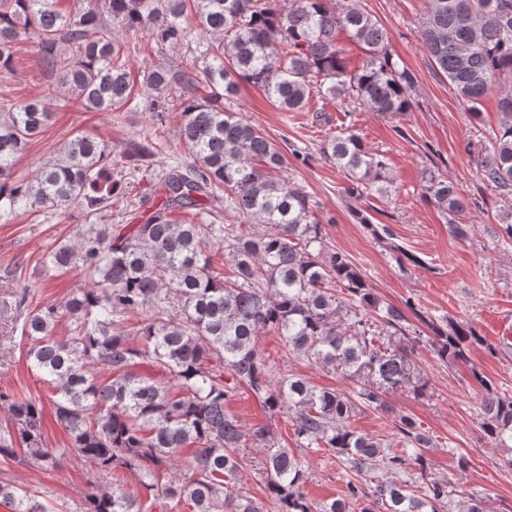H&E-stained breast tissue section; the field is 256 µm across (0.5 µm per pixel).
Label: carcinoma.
Listing matches in <instances>:
<instances>
[{"instance_id":"obj_1","label":"carcinoma","mask_w":512,"mask_h":512,"mask_svg":"<svg viewBox=\"0 0 512 512\" xmlns=\"http://www.w3.org/2000/svg\"><path fill=\"white\" fill-rule=\"evenodd\" d=\"M60 2L0 0V72L12 70L15 46L26 40L86 111L125 112L140 87L159 119L179 85L188 91L179 139L190 161L170 168L161 207L142 223L102 224L120 195L105 144L77 135L31 178L17 179L16 158L54 112L33 100L11 105L0 118V221L20 211L66 214L75 204L88 220L43 261L81 270L86 286L59 304L35 307L27 303L28 286L13 292L24 308L17 329L26 360L51 388L55 420L70 447L45 446L41 400L0 391L7 412L0 457H17L20 445L42 469L60 466L68 453L83 461L102 483L92 485L79 512H144L137 496L112 481L121 472L191 512H453L448 481L417 486L388 477L411 460L423 464L431 446L412 416L395 417L394 443L349 424L355 413L384 406L385 394L410 380L406 350H388L383 337L400 334L414 347L423 342L421 331L373 292L346 254L326 245L309 195L280 176L285 157L277 144L224 106L244 81L283 112L300 111L317 92L395 119L410 110L413 79L388 52L387 31L354 0H85L69 10ZM149 29L169 45L198 30L195 63L160 64L135 80L124 49L140 44ZM419 29L425 52L471 116H479L487 95L498 97L501 121L481 149L480 170L502 192L501 223L512 237V0H427ZM340 30L366 47L353 71L337 46ZM196 87L206 96L189 94ZM320 154L344 174L351 198L382 196L392 183L385 156L349 127L328 133ZM126 155L146 163L154 143H134ZM221 199L267 231L245 234L218 223L206 202ZM425 199L455 236L467 237L468 225L457 218L470 201L452 181L429 174ZM177 211L190 219H169ZM353 216L377 239L389 233L362 208ZM223 243L227 276L208 256ZM64 320L67 334L58 336ZM430 330L445 363L466 360L479 341L475 329L452 319ZM264 331L318 365L367 374L350 394L296 375L273 385L257 343ZM144 363L166 370L173 384L137 372ZM479 385L484 437L504 448L512 442V397L493 391L486 379ZM241 386L263 397L270 411L288 410L298 447L325 448L348 466L356 481L347 482V493L322 503L303 494V461L271 442L266 427L247 431L225 411ZM251 442L264 448V500L241 487ZM161 469L173 476L159 485ZM0 502L11 512H49L11 482H0Z\"/></svg>"}]
</instances>
